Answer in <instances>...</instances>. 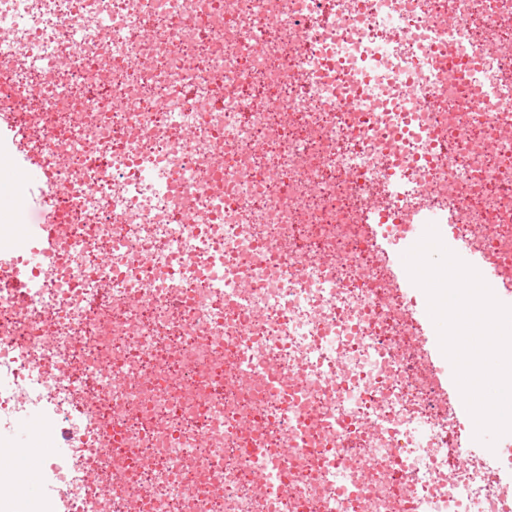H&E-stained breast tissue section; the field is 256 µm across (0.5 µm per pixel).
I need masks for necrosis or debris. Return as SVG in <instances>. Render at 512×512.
Segmentation results:
<instances>
[{"label": "necrosis or debris", "instance_id": "obj_1", "mask_svg": "<svg viewBox=\"0 0 512 512\" xmlns=\"http://www.w3.org/2000/svg\"><path fill=\"white\" fill-rule=\"evenodd\" d=\"M511 52L512 0H0V112L61 222L20 297L0 202V436L62 441L35 512H501L500 454L448 470L368 227L428 212L512 279ZM22 164L19 166L23 169L25 175L29 178L31 184L38 187L40 196L44 191L45 186L49 185L50 179L47 167L36 157L31 154L22 152Z\"/></svg>", "mask_w": 512, "mask_h": 512}]
</instances>
